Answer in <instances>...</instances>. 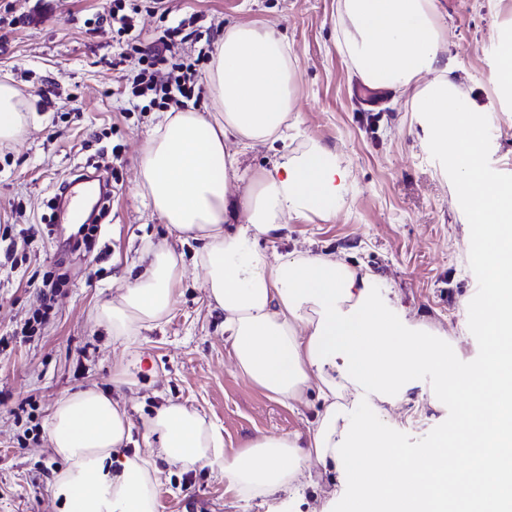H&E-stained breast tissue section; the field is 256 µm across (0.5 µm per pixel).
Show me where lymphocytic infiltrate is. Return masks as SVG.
Here are the masks:
<instances>
[{
    "mask_svg": "<svg viewBox=\"0 0 512 512\" xmlns=\"http://www.w3.org/2000/svg\"><path fill=\"white\" fill-rule=\"evenodd\" d=\"M143 11L165 23L160 35L147 45L134 32V18ZM107 23L119 45L112 67L126 81L131 111L180 110L188 101L200 99L201 66L212 49L211 31L190 30L185 21L170 20L165 0H115ZM184 41L197 44L195 56L177 51V44Z\"/></svg>",
    "mask_w": 512,
    "mask_h": 512,
    "instance_id": "obj_1",
    "label": "lymphocytic infiltrate"
}]
</instances>
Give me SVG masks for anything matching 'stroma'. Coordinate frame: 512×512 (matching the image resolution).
<instances>
[{
  "label": "stroma",
  "instance_id": "35a3bbf8",
  "mask_svg": "<svg viewBox=\"0 0 512 512\" xmlns=\"http://www.w3.org/2000/svg\"><path fill=\"white\" fill-rule=\"evenodd\" d=\"M171 18L217 30L258 23L283 35L297 62L295 109L286 144L256 145L238 157L240 170L271 168L282 149L312 141L331 150L347 171L348 192L335 215L286 217L280 237L260 241L268 254L333 253L374 275V292L400 319L424 323L447 344L458 370L476 366L485 337L466 303L482 295L476 225L457 190L459 176L427 147L421 113L404 99L361 86L337 45V0H168ZM447 24L453 78L481 108L483 165L489 181L512 183V94L492 82L501 51L512 41V0H439ZM112 0H0V80L11 79L32 109L23 135L0 144V225L49 222L51 200L71 175L117 170L101 232L89 250L66 253L72 224L58 220L0 257V512H60L54 477L63 461L50 449L47 421L56 402L95 387L120 393L134 424L125 453L140 440L143 419L165 400L195 407L219 429L224 453L242 451L260 435L306 432L319 401L293 410L237 370L224 332L195 265L197 242H174L183 255L179 302L160 325L135 342L113 338L97 308L144 267L146 242L166 236L162 220L137 190L140 151L163 121L161 111L131 112L118 94L112 57L119 47L102 17ZM122 145V164L112 148ZM61 268L67 282L49 318L32 335L21 329L42 304V276ZM408 401L377 414L358 413L389 446L396 465L429 448L451 428L466 393L443 383L427 363L413 374ZM157 500L167 512H346L356 490L344 483L324 495L338 473L308 460L298 495L235 499L218 470L188 471L159 462Z\"/></svg>",
  "mask_w": 512,
  "mask_h": 512
}]
</instances>
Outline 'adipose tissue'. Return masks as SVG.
Segmentation results:
<instances>
[{"label":"adipose tissue","instance_id":"ef3b65f1","mask_svg":"<svg viewBox=\"0 0 512 512\" xmlns=\"http://www.w3.org/2000/svg\"><path fill=\"white\" fill-rule=\"evenodd\" d=\"M337 9L339 46L354 71L370 87L411 91V111L428 121L430 150L458 172L470 221L481 227L475 247L485 294L468 308L483 325L486 351L460 376L476 397L405 465L377 460L380 443L356 406L397 403L417 366L431 363L444 376L454 357L422 325L394 318L363 268L332 254L271 257L258 249L259 239L279 236L283 216L334 215L347 177L335 155L313 143L247 176L243 193L230 198L237 150L284 140L296 68L272 28L232 24L205 73V110L166 113L140 153L137 188L170 236L199 242L194 261L206 273L209 305L224 314L238 371L288 407L314 395L322 409L307 433L261 435L228 457L197 411L169 402L145 419L142 444L125 456L124 404L96 388L78 391L56 403L49 421L51 449L65 462L55 480L61 512H155L161 459L185 470L220 465L228 490L248 498L296 494L308 459L325 469L343 464L359 490L352 512H503L512 499V477L502 473L503 425L512 421V185L485 176L483 126L452 78L438 0H339ZM29 111L18 89L1 81L0 143L22 134ZM145 250V270L97 311L127 342L167 319L182 282V256L167 239ZM460 454L470 468L449 466Z\"/></svg>","mask_w":512,"mask_h":512}]
</instances>
